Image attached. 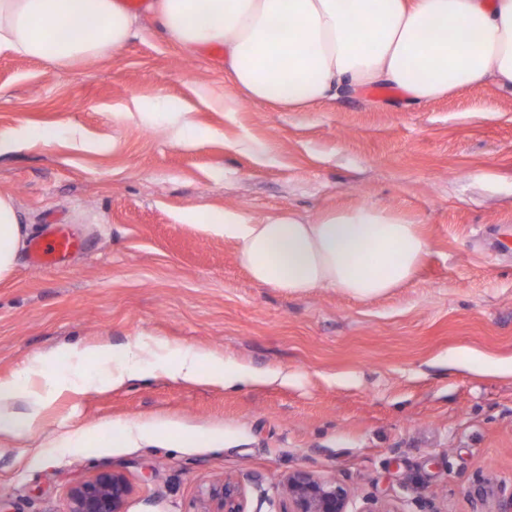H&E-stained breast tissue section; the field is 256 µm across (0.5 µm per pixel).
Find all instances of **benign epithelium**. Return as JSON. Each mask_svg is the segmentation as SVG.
Returning a JSON list of instances; mask_svg holds the SVG:
<instances>
[{"label":"benign epithelium","instance_id":"7a95c632","mask_svg":"<svg viewBox=\"0 0 512 512\" xmlns=\"http://www.w3.org/2000/svg\"><path fill=\"white\" fill-rule=\"evenodd\" d=\"M133 488L120 471L101 469L71 487L66 512H125ZM279 512H349L351 491L336 479H324L298 468L288 473ZM203 512H247L244 491L232 478L212 485Z\"/></svg>","mask_w":512,"mask_h":512}]
</instances>
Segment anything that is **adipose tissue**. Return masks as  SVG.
<instances>
[{
    "label": "adipose tissue",
    "instance_id": "adipose-tissue-1",
    "mask_svg": "<svg viewBox=\"0 0 512 512\" xmlns=\"http://www.w3.org/2000/svg\"><path fill=\"white\" fill-rule=\"evenodd\" d=\"M147 10L186 55L223 46L224 74L243 99L288 111L375 85L417 104L489 81L512 88V0H150ZM140 21L123 0H0V52L62 67L108 58ZM211 230L237 243L255 282L291 294L383 295L409 283L430 249L418 224L376 205L312 219L228 210ZM23 242L13 200L0 195V280ZM23 375L30 410L19 418L0 405V438L35 427L48 390L85 372L51 378L34 361Z\"/></svg>",
    "mask_w": 512,
    "mask_h": 512
}]
</instances>
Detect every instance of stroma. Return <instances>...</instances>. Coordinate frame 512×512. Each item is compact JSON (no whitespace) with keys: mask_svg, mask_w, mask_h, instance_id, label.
<instances>
[{"mask_svg":"<svg viewBox=\"0 0 512 512\" xmlns=\"http://www.w3.org/2000/svg\"><path fill=\"white\" fill-rule=\"evenodd\" d=\"M222 54L187 57L150 22L111 59L66 67L0 54V195L27 239L70 224L85 247L39 270L20 251L0 282V381L51 355L148 345L137 377L104 371L52 394L40 425L0 446L8 512H65L100 469L126 512H200L224 477L248 512L305 468L394 512H495L512 493V91L486 83L417 105L343 92L303 112L239 101ZM196 130L191 143L176 131ZM376 204L430 242L415 279L357 299L255 283L196 214L313 218ZM194 348L256 383L170 373ZM288 374V384L269 375ZM151 425L120 439L128 422Z\"/></svg>","mask_w":512,"mask_h":512,"instance_id":"stroma-1","label":"stroma"}]
</instances>
